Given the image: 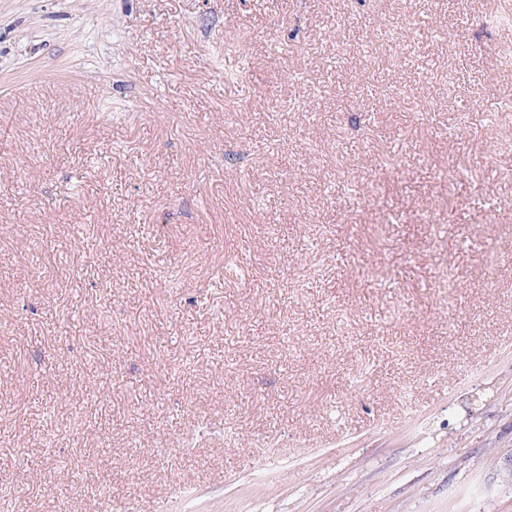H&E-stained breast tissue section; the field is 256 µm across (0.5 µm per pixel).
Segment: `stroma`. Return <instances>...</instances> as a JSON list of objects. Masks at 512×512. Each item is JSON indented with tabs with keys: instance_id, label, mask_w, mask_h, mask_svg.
I'll list each match as a JSON object with an SVG mask.
<instances>
[{
	"instance_id": "obj_1",
	"label": "stroma",
	"mask_w": 512,
	"mask_h": 512,
	"mask_svg": "<svg viewBox=\"0 0 512 512\" xmlns=\"http://www.w3.org/2000/svg\"><path fill=\"white\" fill-rule=\"evenodd\" d=\"M512 0H0V512H512Z\"/></svg>"
}]
</instances>
